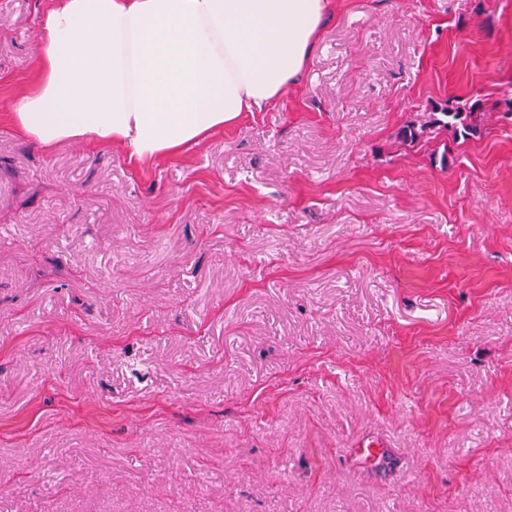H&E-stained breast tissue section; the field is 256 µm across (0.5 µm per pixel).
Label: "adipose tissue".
<instances>
[{
	"label": "adipose tissue",
	"instance_id": "ef3b65f1",
	"mask_svg": "<svg viewBox=\"0 0 512 512\" xmlns=\"http://www.w3.org/2000/svg\"><path fill=\"white\" fill-rule=\"evenodd\" d=\"M333 0H55L37 68L12 106L19 135L176 155L298 84Z\"/></svg>",
	"mask_w": 512,
	"mask_h": 512
}]
</instances>
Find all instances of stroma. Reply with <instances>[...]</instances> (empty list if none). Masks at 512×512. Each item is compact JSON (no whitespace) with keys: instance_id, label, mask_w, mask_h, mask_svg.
Segmentation results:
<instances>
[{"instance_id":"1","label":"stroma","mask_w":512,"mask_h":512,"mask_svg":"<svg viewBox=\"0 0 512 512\" xmlns=\"http://www.w3.org/2000/svg\"><path fill=\"white\" fill-rule=\"evenodd\" d=\"M50 5L0 0V512H512V0H336L149 164L14 131ZM448 99L445 167L396 133ZM485 113L480 100H475L466 108L454 102L433 105L430 112H424L420 124L410 122L397 132L398 139L405 145L415 146L423 138L438 139L444 147L443 159L452 152V146L461 138L465 141L480 134Z\"/></svg>"}]
</instances>
